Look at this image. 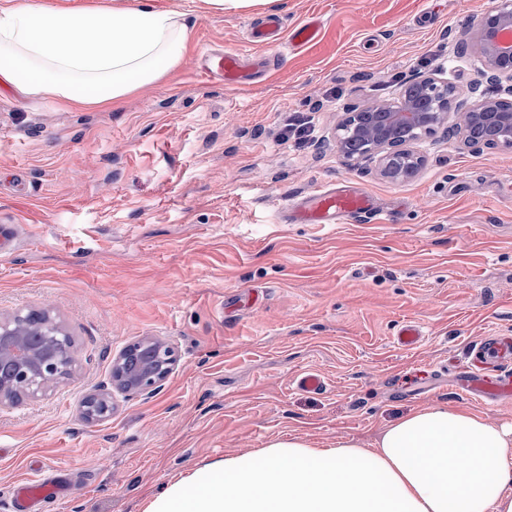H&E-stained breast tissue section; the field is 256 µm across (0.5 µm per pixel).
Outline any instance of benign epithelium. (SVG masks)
<instances>
[{"label": "benign epithelium", "mask_w": 512, "mask_h": 512, "mask_svg": "<svg viewBox=\"0 0 512 512\" xmlns=\"http://www.w3.org/2000/svg\"><path fill=\"white\" fill-rule=\"evenodd\" d=\"M512 31V0H498L497 7L484 14L460 43L457 54L472 61L477 78L469 96L459 98L455 87L441 78L418 76L410 81L415 94L401 95L392 102L367 105L346 113L336 127V147L346 150L353 142L359 150L350 160L378 157L380 174L401 180L418 171L422 155L409 148L419 135L435 132L448 123V111L456 108V133L464 148H512V101L479 93L484 83L506 84L512 95V46L498 44L497 37ZM491 125L493 141L469 136L475 125ZM60 337L36 339L35 325L17 313L0 317V404L15 403L21 397L36 396L51 382L69 375L73 367L72 344L66 330L55 324ZM143 345L156 351L155 358L134 368L126 364V352L112 361V384L126 393H140L155 387L173 370L175 351L170 343L148 338ZM112 394L94 393L85 401L90 420L112 414Z\"/></svg>", "instance_id": "1"}]
</instances>
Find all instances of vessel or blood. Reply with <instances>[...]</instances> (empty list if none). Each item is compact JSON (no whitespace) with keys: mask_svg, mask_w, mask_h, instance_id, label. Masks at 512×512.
I'll use <instances>...</instances> for the list:
<instances>
[{"mask_svg":"<svg viewBox=\"0 0 512 512\" xmlns=\"http://www.w3.org/2000/svg\"><path fill=\"white\" fill-rule=\"evenodd\" d=\"M320 29L312 19L296 26L289 38H282L277 19L250 25L249 39L256 44L289 43L297 48L311 42ZM253 58L240 50L205 53L198 62L203 74L228 85L247 83ZM284 220L293 224H343L349 221L383 224L386 213L373 196L357 188L337 189L318 185L308 196L293 200L283 208ZM455 389L481 401H496L512 396V336L494 332L473 341L467 362L461 367ZM61 488L42 480L17 487L14 499L30 503L34 512H43L60 496Z\"/></svg>","mask_w":512,"mask_h":512,"instance_id":"obj_1","label":"vessel or blood"}]
</instances>
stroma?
Here are the masks:
<instances>
[{
    "instance_id": "stroma-1",
    "label": "stroma",
    "mask_w": 512,
    "mask_h": 512,
    "mask_svg": "<svg viewBox=\"0 0 512 512\" xmlns=\"http://www.w3.org/2000/svg\"><path fill=\"white\" fill-rule=\"evenodd\" d=\"M151 2L189 12V48L120 107L63 112L0 88V222L19 227L0 253V315L50 310L76 359L47 393L0 407V512L16 485L59 474L70 490L52 512H145L209 462L288 435L368 448L428 404L512 424V398L452 386L471 339L512 332V149L426 135L422 168L390 181L334 142L344 112L412 77L467 90L475 72L455 47L496 0ZM269 16L321 28L284 64L249 46L266 60L250 83L200 73L203 53L245 46ZM295 113L315 127L302 146L283 128ZM319 183L362 188L392 222L281 223L285 200ZM408 322L424 333L409 349L394 342ZM147 337L172 343L174 370L113 392V357ZM308 371L325 389H297ZM108 391L111 416L87 422L85 398Z\"/></svg>"
}]
</instances>
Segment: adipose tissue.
<instances>
[{
	"instance_id": "ef3b65f1",
	"label": "adipose tissue",
	"mask_w": 512,
	"mask_h": 512,
	"mask_svg": "<svg viewBox=\"0 0 512 512\" xmlns=\"http://www.w3.org/2000/svg\"><path fill=\"white\" fill-rule=\"evenodd\" d=\"M187 13L135 0L71 8L0 0V86L65 111L109 108L184 56ZM512 512V425L459 406L415 408L372 447L270 441L260 458L227 457L169 484L145 512Z\"/></svg>"
}]
</instances>
